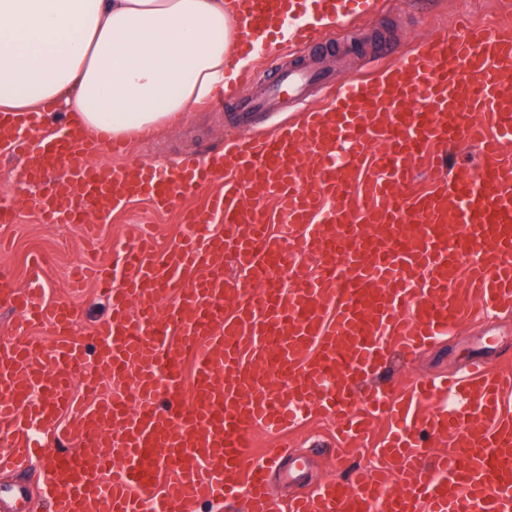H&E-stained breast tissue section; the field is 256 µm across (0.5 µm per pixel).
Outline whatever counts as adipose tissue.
<instances>
[{
  "label": "adipose tissue",
  "mask_w": 512,
  "mask_h": 512,
  "mask_svg": "<svg viewBox=\"0 0 512 512\" xmlns=\"http://www.w3.org/2000/svg\"><path fill=\"white\" fill-rule=\"evenodd\" d=\"M235 0H0V112L142 133L221 96Z\"/></svg>",
  "instance_id": "adipose-tissue-1"
}]
</instances>
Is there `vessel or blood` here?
<instances>
[{"mask_svg": "<svg viewBox=\"0 0 512 512\" xmlns=\"http://www.w3.org/2000/svg\"><path fill=\"white\" fill-rule=\"evenodd\" d=\"M240 3L239 39L224 58L229 121L245 126L328 95L323 108L298 110L270 137L169 170L100 161L120 143L71 126L48 131L42 112L0 115V144L23 161L18 188L48 224L77 223L89 209L102 224L130 200L165 208L224 182L205 206L187 210L173 252L141 243L99 274L112 316L92 332L95 357L86 353L91 341L69 336L70 304L0 274V304L59 336L49 346L0 342V470H26L39 433L60 442L75 429L85 434L81 449L50 461L41 484L0 488V512H29L38 496L50 512H194L199 501L223 503L242 490L254 512H512V415L503 408L511 371L477 361L465 378L420 379L406 395L378 382L388 355L446 336L463 299L512 306V163L503 158L512 149V18L440 36L400 54L381 76L338 81L322 68L335 48L322 36L325 21L350 23L373 12L374 0ZM259 40L303 52L259 75L242 72ZM434 140L473 144L481 162L449 169L433 192L406 195L412 163ZM373 165L388 169V180H367ZM261 184L276 191L288 233L320 257L317 275L286 290L274 281L288 259L285 239L269 231L265 206L245 203ZM359 207L370 232L350 220ZM228 254L242 284L224 279ZM172 288L178 301L161 308ZM186 353L196 371L184 398L176 364ZM78 363L95 395L81 406L72 391ZM104 372L121 390L100 388ZM275 376L289 380L290 402L270 390ZM440 393L452 395L448 409L414 412ZM299 405L352 438L372 417L400 428L375 469L283 504L269 473L286 451L255 459L251 435L293 426ZM428 430L453 442L423 471L419 436ZM164 469L175 478L159 496Z\"/></svg>", "mask_w": 512, "mask_h": 512, "instance_id": "vessel-or-blood-1", "label": "vessel or blood"}]
</instances>
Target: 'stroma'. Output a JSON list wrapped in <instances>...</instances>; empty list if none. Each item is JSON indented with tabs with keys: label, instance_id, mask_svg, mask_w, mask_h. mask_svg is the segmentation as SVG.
Instances as JSON below:
<instances>
[{
	"label": "stroma",
	"instance_id": "1",
	"mask_svg": "<svg viewBox=\"0 0 512 512\" xmlns=\"http://www.w3.org/2000/svg\"><path fill=\"white\" fill-rule=\"evenodd\" d=\"M510 5L512 0H471L467 5L462 0H377L374 13L353 25H329L328 35L367 43L375 30L383 29L391 38V46L413 49L443 33L458 31L469 20L493 23ZM286 120L283 114L262 115L256 127L232 128L225 124L223 107L196 109L151 134L126 139L120 159L171 166L186 156L201 158L221 151L232 140L263 138ZM21 169V161L0 145V199L10 201L16 210L14 223L0 224V270L23 287L28 283L31 258H46L42 277L46 296L75 308L73 333L77 336L89 335L111 314L107 299L94 286L72 292L70 283L78 268L92 259L111 265L146 232L153 235L159 253L169 252L184 232L185 211L204 206L210 194L209 188L203 187L165 209L143 199L131 201L89 236L79 224L42 223L16 190L15 178ZM460 311L459 321L447 336L425 344L409 359H392L386 377L396 389H404L418 377L452 374L473 359L512 364V312L486 316L474 300L461 304ZM392 429L391 423L377 420L362 437L341 441L330 418L312 415L285 434L284 440L293 453L306 460L307 480L317 483L373 464L377 448Z\"/></svg>",
	"mask_w": 512,
	"mask_h": 512
}]
</instances>
